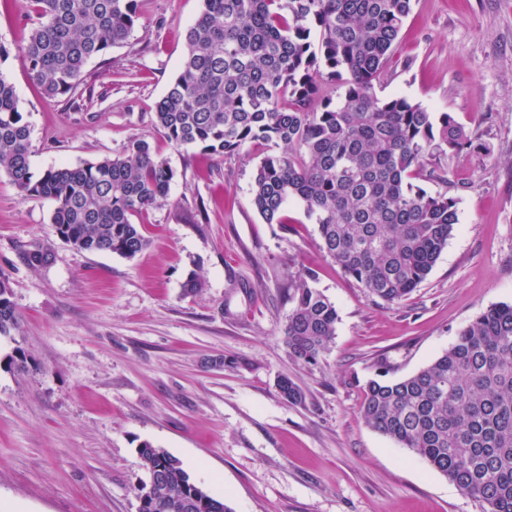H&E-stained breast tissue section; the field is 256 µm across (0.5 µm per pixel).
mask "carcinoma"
Here are the masks:
<instances>
[{"mask_svg":"<svg viewBox=\"0 0 512 512\" xmlns=\"http://www.w3.org/2000/svg\"><path fill=\"white\" fill-rule=\"evenodd\" d=\"M187 30L175 79L155 124L176 146L224 155L263 142L251 184L267 224L303 204L322 249L379 300H404L431 272L459 223L457 201L412 180L428 162L468 144L449 113L439 116L375 85L413 0H203ZM33 26L21 52L50 98L74 92L86 64L124 44L140 19L137 0H29ZM317 32L318 43L310 40ZM339 81L338 99L323 85ZM30 129L14 85L0 72V170L21 196L54 203L51 224L75 248L133 257L147 240L133 218L164 200L173 171L149 143L77 166L30 171ZM28 264L44 266L34 245ZM307 268L288 289V355L314 364L336 336V306ZM9 278L0 274V338L18 328ZM280 394L304 393L284 377ZM362 417L408 449L483 512H512V303L481 311L432 362L398 380L371 379ZM141 512H232L191 479L175 457L145 442Z\"/></svg>","mask_w":512,"mask_h":512,"instance_id":"1","label":"carcinoma"}]
</instances>
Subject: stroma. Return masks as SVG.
I'll return each instance as SVG.
<instances>
[{
	"mask_svg": "<svg viewBox=\"0 0 512 512\" xmlns=\"http://www.w3.org/2000/svg\"><path fill=\"white\" fill-rule=\"evenodd\" d=\"M138 4L129 39L50 99L19 52L26 0H0V72L31 129L34 175L117 156L134 137L174 173L167 199L138 217L147 246L128 259L63 243L52 202L0 172V273L19 314L0 339V512H137L145 442L233 512H482L360 408L368 380L418 371L481 310L512 303V0H414L376 86L451 113L472 142L420 182L456 198L459 224L394 305L326 256L300 203L284 211L290 232L264 222L251 183L266 145L220 157L156 127L203 0ZM37 243L52 248L48 267L24 259ZM304 268L339 315L313 365L284 344L286 288ZM192 272L205 286L187 294ZM283 377L302 402L281 396Z\"/></svg>",
	"mask_w": 512,
	"mask_h": 512,
	"instance_id": "stroma-1",
	"label": "stroma"
}]
</instances>
